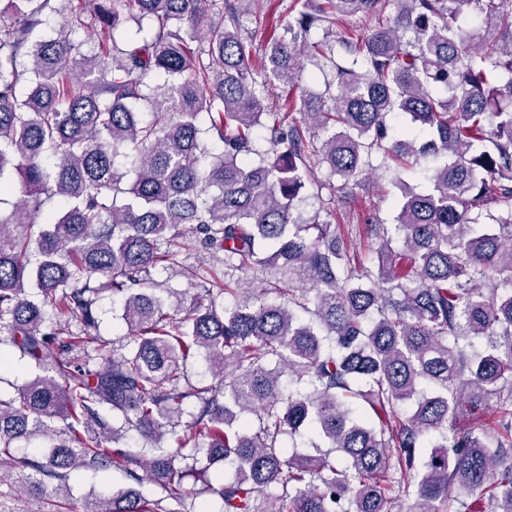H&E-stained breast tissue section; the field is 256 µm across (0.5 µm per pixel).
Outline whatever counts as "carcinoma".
I'll return each instance as SVG.
<instances>
[{"mask_svg": "<svg viewBox=\"0 0 512 512\" xmlns=\"http://www.w3.org/2000/svg\"><path fill=\"white\" fill-rule=\"evenodd\" d=\"M52 2L0 0V346L36 371L0 392V486L112 465L132 484L78 512H512L509 0H296L256 66L251 0ZM357 15L342 65L314 32ZM98 25L88 55L73 35ZM321 59L333 93L306 85ZM374 152L401 200L364 218L367 264L314 171L356 184ZM187 238L214 264L183 268ZM160 268L196 282L188 308ZM106 292L118 354L90 332Z\"/></svg>", "mask_w": 512, "mask_h": 512, "instance_id": "carcinoma-1", "label": "carcinoma"}]
</instances>
